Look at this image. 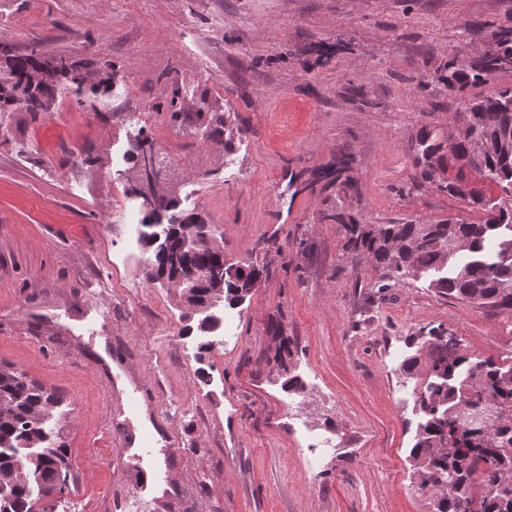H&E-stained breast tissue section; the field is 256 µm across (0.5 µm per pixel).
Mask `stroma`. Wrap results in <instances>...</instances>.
Segmentation results:
<instances>
[{
    "mask_svg": "<svg viewBox=\"0 0 512 512\" xmlns=\"http://www.w3.org/2000/svg\"><path fill=\"white\" fill-rule=\"evenodd\" d=\"M488 23L512 26V0H0V43L117 70L108 95L63 86L50 111L0 116V362L64 397L50 425L74 482L57 512H433L409 458L420 417L400 364L437 326L474 357L510 361L512 318L421 280L377 294L375 271L343 259L344 231L324 214L477 220L417 181L413 146L448 116L433 76L461 28ZM174 94L185 111L232 114V147L156 113ZM143 133L225 261L267 270L237 308H216L201 362L198 315L144 283L154 254L127 155ZM344 153L356 188L341 201L317 179ZM93 296L108 319L91 330ZM99 336L112 370L93 358ZM122 379L156 432L164 490L141 505L120 447L136 418ZM329 432L332 447L310 454Z\"/></svg>",
    "mask_w": 512,
    "mask_h": 512,
    "instance_id": "obj_1",
    "label": "stroma"
}]
</instances>
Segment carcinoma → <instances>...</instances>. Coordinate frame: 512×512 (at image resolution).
<instances>
[{"label": "carcinoma", "mask_w": 512, "mask_h": 512, "mask_svg": "<svg viewBox=\"0 0 512 512\" xmlns=\"http://www.w3.org/2000/svg\"><path fill=\"white\" fill-rule=\"evenodd\" d=\"M492 49L457 70L453 55L440 71L456 99V112L477 118L478 135L489 140L512 136V85L491 96L471 90L487 84L501 72H512V27L491 30ZM35 46L19 53L0 44V112L24 106L44 112L55 105L57 87L73 82L70 70L92 71L89 84L95 94L107 93L117 75L110 61L69 62L50 81L33 83L30 73L41 66ZM175 121H191L201 113L183 112L174 95L164 104ZM210 135L234 141L232 121L222 112L209 119ZM414 165L422 182L480 213L476 222L448 219L432 224L413 221L362 224L356 218L331 213L344 230L342 256L357 258L378 272L377 293L428 278V287L442 297L469 303L488 315L512 313V146L486 154L477 168L466 170L457 159L466 155L469 133L454 135L424 127L415 141ZM341 167L324 175L336 196L349 195L353 158H340ZM454 177L444 178L447 169ZM471 184L466 197L459 187ZM141 224L144 244L153 249L154 263L146 274L151 283L177 276L185 280L181 295L190 309L205 312L216 302L235 307L257 285L263 270L252 264L235 266V276L222 291L193 276L201 270L224 269V247L216 243L211 225L197 213L179 209L174 197L145 207ZM197 224L201 238L184 245L183 227ZM415 353L400 365L409 378H421L414 388V406L420 415L409 457L420 486L440 493L435 512H512V365L468 354L461 341L442 327L414 337ZM62 403L54 389L29 379L23 371L0 365V512H56L44 498L48 490L71 477L68 449L46 423Z\"/></svg>", "instance_id": "obj_1"}]
</instances>
